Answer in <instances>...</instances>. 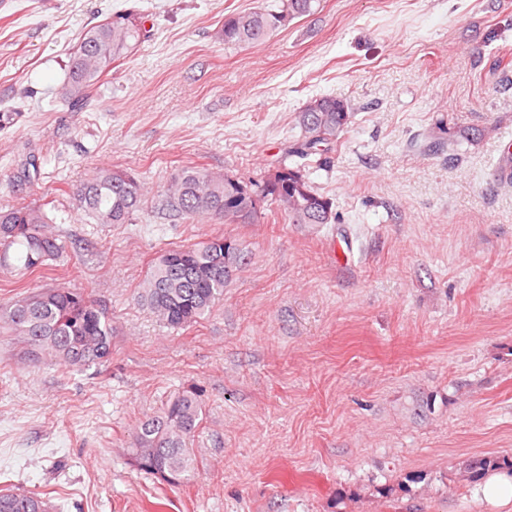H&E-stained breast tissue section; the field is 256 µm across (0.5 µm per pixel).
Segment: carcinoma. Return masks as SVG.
I'll use <instances>...</instances> for the list:
<instances>
[{
	"mask_svg": "<svg viewBox=\"0 0 512 512\" xmlns=\"http://www.w3.org/2000/svg\"><path fill=\"white\" fill-rule=\"evenodd\" d=\"M320 0H272L243 14L224 18V44L262 43L295 19L314 14ZM145 36L128 16L106 19L90 27L70 57L68 77L60 97L77 107L112 64ZM354 113L334 97L310 99L294 121L301 140L295 152L326 154L353 122ZM286 181L277 195L251 187L204 167H185L163 187L161 205L186 221L210 217L226 224H250L265 202L290 224L314 228L336 219L331 199L320 194L294 169L276 174ZM144 185L135 173L98 168L80 185L76 206L98 224H126L139 211ZM45 205H20L0 210V276L16 270L39 272L68 253L53 230ZM15 262H9V259ZM246 263L237 242L215 236L204 242L166 251L151 265L137 300L163 324L179 329L196 324L224 295ZM0 334L23 345L33 362L82 372L112 363V317L92 296L90 288L35 287L0 304ZM205 415L196 387L172 395L132 432L130 453L138 469L177 486L199 469L192 443ZM51 498L24 489H1L0 512H54Z\"/></svg>",
	"mask_w": 512,
	"mask_h": 512,
	"instance_id": "obj_1",
	"label": "carcinoma"
}]
</instances>
